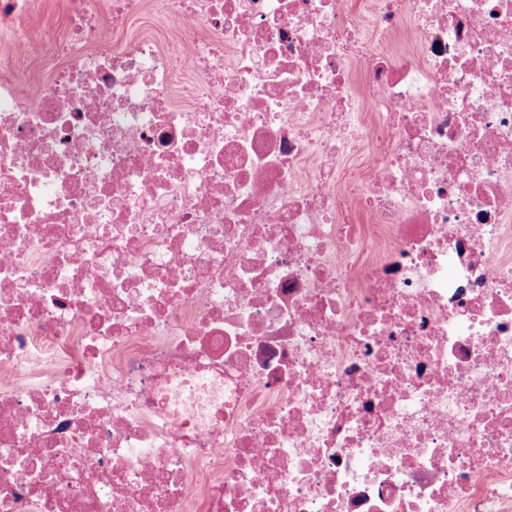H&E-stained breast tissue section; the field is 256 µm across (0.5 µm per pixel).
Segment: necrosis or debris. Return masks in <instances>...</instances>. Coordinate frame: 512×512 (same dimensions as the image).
I'll return each instance as SVG.
<instances>
[{"mask_svg":"<svg viewBox=\"0 0 512 512\" xmlns=\"http://www.w3.org/2000/svg\"><path fill=\"white\" fill-rule=\"evenodd\" d=\"M65 5L0 0V512H512V0ZM32 12L23 19V23L37 32H42L61 22L65 7L63 0H34Z\"/></svg>","mask_w":512,"mask_h":512,"instance_id":"obj_1","label":"necrosis or debris"}]
</instances>
